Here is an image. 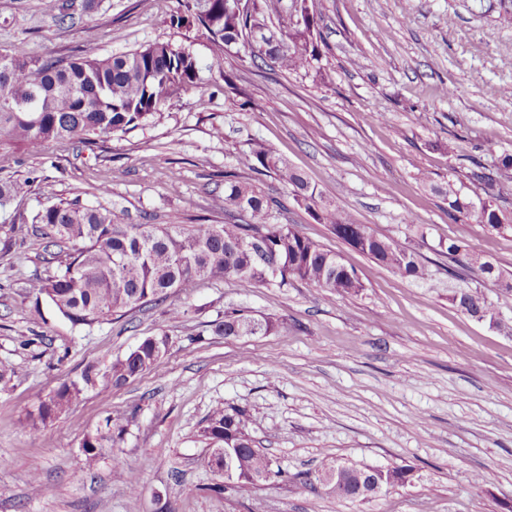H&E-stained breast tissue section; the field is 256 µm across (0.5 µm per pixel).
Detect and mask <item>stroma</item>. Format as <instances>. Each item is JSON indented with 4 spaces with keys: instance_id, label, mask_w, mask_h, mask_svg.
<instances>
[{
    "instance_id": "1",
    "label": "stroma",
    "mask_w": 512,
    "mask_h": 512,
    "mask_svg": "<svg viewBox=\"0 0 512 512\" xmlns=\"http://www.w3.org/2000/svg\"><path fill=\"white\" fill-rule=\"evenodd\" d=\"M306 5L319 21V69L306 74L173 24L182 0H73L63 23L57 0H12L0 15V56L105 58L171 42L199 63L195 87L145 126L91 146H9L0 160L23 183L0 206V366L12 372L0 385V512H512V306H498L493 328L449 301L450 289L468 288L496 303L498 290L444 248L462 240L512 276V179L474 177L512 155V17L500 0ZM256 142L357 223L415 251L431 282L399 278L316 223L289 188L252 170ZM228 172L278 200V223L340 253L363 290L212 281L91 327L36 302L29 283L74 250L31 233L40 210L77 198L126 224H220ZM447 183L495 197L509 225L450 218L434 191ZM233 310L279 326L215 335ZM159 335L169 349L149 371L85 391L39 433L22 429L41 398L87 365L109 366ZM218 406L247 414L285 479L245 497L216 491L222 478L200 429ZM117 412L137 420L87 468L84 433ZM328 458L405 466L413 480L375 501L341 500L302 483ZM122 467L138 472V496L117 476Z\"/></svg>"
}]
</instances>
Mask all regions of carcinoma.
<instances>
[{
	"label": "carcinoma",
	"instance_id": "1",
	"mask_svg": "<svg viewBox=\"0 0 512 512\" xmlns=\"http://www.w3.org/2000/svg\"><path fill=\"white\" fill-rule=\"evenodd\" d=\"M225 0H185L192 15L222 44L235 41L243 31L265 28L271 0H253V11L235 13ZM317 20L308 13L303 23L292 26L288 40L260 35L254 56L268 59L289 73L309 71L317 60L313 42ZM198 61L189 48L172 43H153L106 58L20 60L0 58V141L37 152L48 140L78 144L104 141L112 135L138 128L158 114L179 90L194 84ZM253 169L266 172L291 189L293 200L304 207L318 224L329 226L336 238L368 256L396 275L414 280L430 276L416 254L395 240L368 232L357 236L359 227L336 202L327 200L282 156L256 143L251 150ZM435 192L448 199V214H465L488 230L504 226L505 216L495 199L476 201L453 186H437ZM224 211L243 212L244 224H123L112 212L88 207L75 198L52 204L37 213L32 231L48 229L61 240L80 247L58 262L55 272L37 279L29 288L48 300L75 325L92 326L114 315L165 300L169 295L199 282L211 280H255L286 288L294 281L313 284L339 295L359 293L363 284L343 258L288 224L270 222L276 201L255 184L233 173L224 174ZM262 236L264 252L276 257L279 274L267 277L252 253L241 248L251 234ZM451 300L461 309L486 307L472 291L457 289ZM278 327L271 317L226 312L214 324L218 336H255ZM168 337L145 338L104 371L87 366L80 378L63 384L40 400L23 421L36 431L59 419L85 390L97 386L120 387L148 371L157 361L155 347H164ZM134 416L107 415L93 432L83 435L81 448L87 466H94L104 448L122 440ZM201 435L225 448H234L233 462L244 475L235 487L251 492L257 485L246 478L254 472H272L268 453L248 431L246 414L233 408L211 411ZM379 482L388 489L412 481V470L389 467L372 472L368 465L354 466L342 478L326 485L338 498L365 502L360 485Z\"/></svg>",
	"mask_w": 512,
	"mask_h": 512
}]
</instances>
